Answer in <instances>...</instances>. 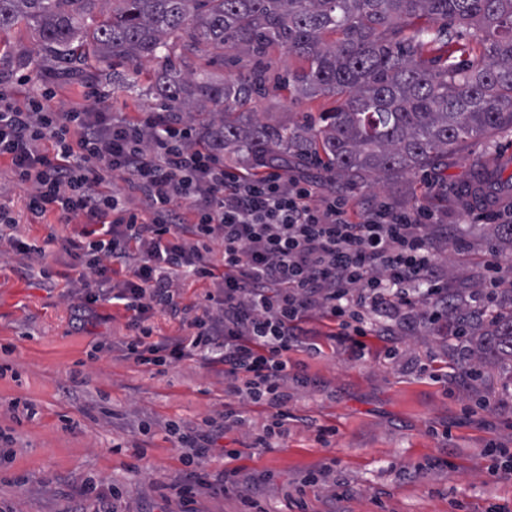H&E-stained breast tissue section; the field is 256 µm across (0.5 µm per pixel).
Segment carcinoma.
Wrapping results in <instances>:
<instances>
[{
	"label": "carcinoma",
	"mask_w": 512,
	"mask_h": 512,
	"mask_svg": "<svg viewBox=\"0 0 512 512\" xmlns=\"http://www.w3.org/2000/svg\"><path fill=\"white\" fill-rule=\"evenodd\" d=\"M0 0V32L34 26L41 49L65 70L143 59L156 63L151 89L167 111L197 122L224 153L252 169L316 158L335 177H398L448 161L457 145L512 129V0ZM476 31L473 60L448 62V20ZM280 48L304 66L288 76L298 96H339L322 125L290 129L249 111L267 89L263 59ZM194 50L236 51L255 67L218 82L186 75ZM482 357L512 362V316L495 314Z\"/></svg>",
	"instance_id": "1"
}]
</instances>
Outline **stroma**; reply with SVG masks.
Listing matches in <instances>:
<instances>
[{
    "label": "stroma",
    "instance_id": "35a3bbf8",
    "mask_svg": "<svg viewBox=\"0 0 512 512\" xmlns=\"http://www.w3.org/2000/svg\"><path fill=\"white\" fill-rule=\"evenodd\" d=\"M269 81L251 109L265 121L291 128L317 126L337 98H299L285 91L300 59L280 49L265 58ZM0 75L23 100L42 82L54 83L50 105L67 112L87 104V85L103 96L99 107L133 116L158 112L160 99L147 85L131 92L112 89V66L90 74H61L27 25L0 33ZM512 151V130L494 132L457 147L447 164L372 186L338 188L316 163L293 174L319 181L322 194L343 192L355 211L379 202L400 209L426 206L444 215L450 228L439 261L450 289L479 293L484 262L512 264V244L496 232L498 213L512 211V193L482 203L470 194L473 157L497 162ZM79 221L55 215L20 224L21 234L45 250L43 262L62 269V239L80 231ZM63 285L48 286L19 272V258L0 253V512H96L94 499L76 500L85 481L103 491L120 486L115 512H175L163 496L182 476L174 421L194 427L224 410V378L186 361L157 372L116 351L92 352L96 342L126 332L123 308L106 307V319H89L74 330ZM450 326L401 333L392 341L367 336L361 358L347 347L323 341L318 354L291 353L288 429L272 450L252 447L262 427L263 406L242 402L245 426L227 432L212 450L209 469L221 471L224 451L241 449L235 465L246 486L227 495L200 498V512H251L250 482L261 481L265 512H327L334 483L349 496L340 512H512V363L494 358L472 365L481 345L470 328L460 341ZM39 409L27 419L13 401ZM153 426L151 434L140 431ZM329 429L319 443V429ZM448 467H439V460Z\"/></svg>",
    "mask_w": 512,
    "mask_h": 512
}]
</instances>
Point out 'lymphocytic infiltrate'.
I'll return each mask as SVG.
<instances>
[{
    "label": "lymphocytic infiltrate",
    "instance_id": "obj_1",
    "mask_svg": "<svg viewBox=\"0 0 512 512\" xmlns=\"http://www.w3.org/2000/svg\"><path fill=\"white\" fill-rule=\"evenodd\" d=\"M52 97L46 86L21 103L0 92V160L29 186L31 219L52 213L62 224L83 223L63 244L73 321L106 304L121 307L127 334L107 349L138 365L200 362L223 374L232 397L220 419L184 432L167 425L186 450L189 468L168 487L186 512H196L201 495L241 485L238 469L206 466L216 441L246 423L238 400L268 409L254 447L273 449L284 435L288 354L316 351L312 315L357 357L366 336L447 322L448 272L437 252L448 227L435 213L384 205L358 214L305 177L242 172L179 113L57 112ZM116 177L130 194L106 191ZM19 223L0 206V249L24 258L25 275L51 279L47 267L34 266L44 252ZM216 243L218 266L209 258ZM188 278L214 285L191 311L178 288ZM159 313L181 317L187 335L154 338Z\"/></svg>",
    "mask_w": 512,
    "mask_h": 512
}]
</instances>
